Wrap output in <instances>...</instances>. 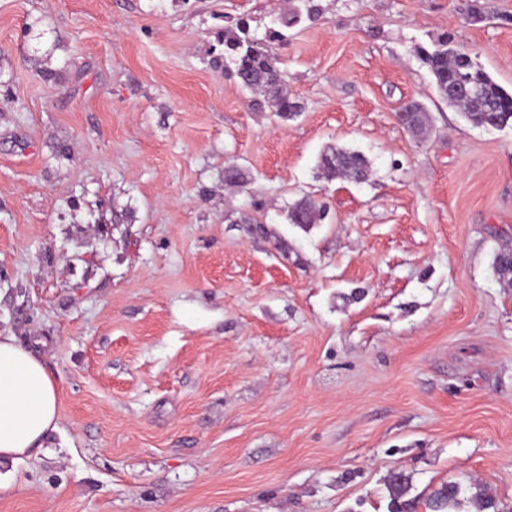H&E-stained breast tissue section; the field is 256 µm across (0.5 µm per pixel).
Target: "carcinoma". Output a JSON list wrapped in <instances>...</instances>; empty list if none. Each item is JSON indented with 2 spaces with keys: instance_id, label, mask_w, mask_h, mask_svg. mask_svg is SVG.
Instances as JSON below:
<instances>
[{
  "instance_id": "cac0c4a2",
  "label": "carcinoma",
  "mask_w": 512,
  "mask_h": 512,
  "mask_svg": "<svg viewBox=\"0 0 512 512\" xmlns=\"http://www.w3.org/2000/svg\"><path fill=\"white\" fill-rule=\"evenodd\" d=\"M317 13L312 0H289V6L279 13L275 23L279 29L269 31L263 38L251 33L249 26L241 21L237 30L224 33V72L236 78L243 73L249 76L240 86L251 92L253 97L248 107L260 110L269 105L282 118H289L303 111L301 103L283 91L287 86L279 59L272 49V43L288 40L285 30L299 25L303 19H310ZM450 39L444 35L432 42L428 48L420 46L417 53L434 78L440 97L448 100L471 124L479 127L502 128L512 121V91L498 84L493 77L463 49L449 47ZM470 65L472 83L463 95H451L448 87L455 85L454 77L465 65ZM401 124L413 135L422 137L429 129V115L425 107L417 102L407 103L399 112ZM319 168L329 179H344L360 183L368 175L367 159L358 151L329 146L322 153ZM326 213L325 204L305 196L288 207L289 223L307 226L322 220ZM495 270L504 281H512V249L500 251L495 259ZM390 512H414V501L405 499L408 492L406 478L401 473L390 477L388 484ZM461 487L445 484L434 490L426 500L430 512H451L459 505Z\"/></svg>"
}]
</instances>
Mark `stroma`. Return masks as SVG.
Masks as SVG:
<instances>
[{
    "mask_svg": "<svg viewBox=\"0 0 512 512\" xmlns=\"http://www.w3.org/2000/svg\"><path fill=\"white\" fill-rule=\"evenodd\" d=\"M316 2L275 48L283 119L217 33L285 0H0V333L60 417L0 512H389L398 472L416 512L445 483L512 512V125L415 52L450 34L512 89V0ZM330 145L367 180L320 178ZM401 124L413 135L422 137L429 129V115L425 107L417 102H408L399 112ZM326 213L325 204L310 196L302 197L288 207L287 218L290 224L307 226L321 221Z\"/></svg>",
    "mask_w": 512,
    "mask_h": 512,
    "instance_id": "35a3bbf8",
    "label": "stroma"
}]
</instances>
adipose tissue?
<instances>
[{
    "label": "adipose tissue",
    "mask_w": 512,
    "mask_h": 512,
    "mask_svg": "<svg viewBox=\"0 0 512 512\" xmlns=\"http://www.w3.org/2000/svg\"><path fill=\"white\" fill-rule=\"evenodd\" d=\"M58 420L57 385L41 357L0 335V465L42 448Z\"/></svg>",
    "instance_id": "1"
}]
</instances>
